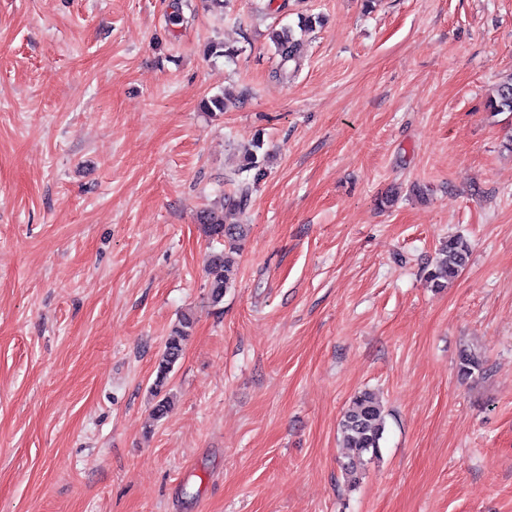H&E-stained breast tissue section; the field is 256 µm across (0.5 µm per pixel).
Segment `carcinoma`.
I'll use <instances>...</instances> for the list:
<instances>
[{"mask_svg":"<svg viewBox=\"0 0 512 512\" xmlns=\"http://www.w3.org/2000/svg\"><path fill=\"white\" fill-rule=\"evenodd\" d=\"M275 53L279 57L276 76L286 81L301 66L304 52L302 41L296 39L291 30L282 28L271 33ZM493 112H512V74L503 79L496 89V97L490 104ZM265 175L263 162L257 151L248 149L243 155L241 165L229 181L235 186L234 191L225 194L219 204L205 208L197 215V222L203 233L212 240L222 241L232 250L239 249L241 241L247 236L249 225L231 221V217L242 214L249 201L250 180H259ZM470 256L467 240L452 236L440 244L436 257L426 270V281L433 288H444L466 265ZM207 286L212 305L218 306L224 300V293L236 280L234 261L228 252H216L210 256L206 267ZM193 325L190 315L182 316L180 326L166 340L161 353L153 393L156 402L153 414L162 418L170 408L171 396L165 391L170 373L181 358L183 342L188 337ZM483 370L482 356L475 352H465L460 356L458 373L469 378ZM386 427L385 410L379 397L363 390L351 399L339 422L341 447L346 450L347 462L345 474L352 483L359 481V475L366 464L379 456L381 441Z\"/></svg>","mask_w":512,"mask_h":512,"instance_id":"obj_1","label":"carcinoma"}]
</instances>
